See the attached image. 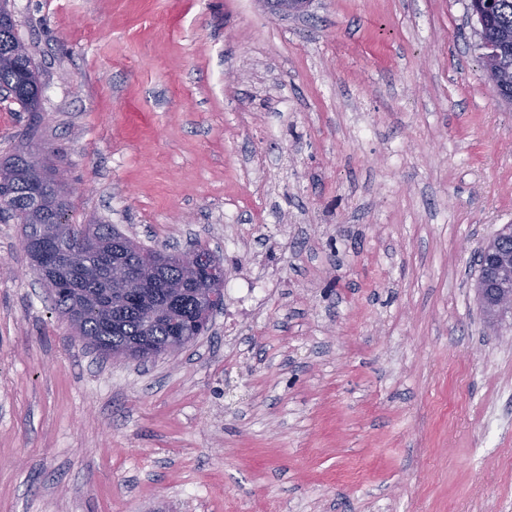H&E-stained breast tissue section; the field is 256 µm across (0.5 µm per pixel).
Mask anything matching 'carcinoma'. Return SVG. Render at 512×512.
I'll return each instance as SVG.
<instances>
[{"label": "carcinoma", "instance_id": "carcinoma-1", "mask_svg": "<svg viewBox=\"0 0 512 512\" xmlns=\"http://www.w3.org/2000/svg\"><path fill=\"white\" fill-rule=\"evenodd\" d=\"M479 38L499 46L512 39V0H496ZM484 67L501 99L511 104L512 83L501 81L500 73L512 70V47L496 65ZM40 88L39 72L17 34L8 0H0V89L24 110L35 112ZM66 207L62 189L53 183L52 169L35 154H16L0 162V213L24 225V238L38 231L45 237L61 231L72 245L88 250L94 261L138 267L147 262L140 256L146 248L129 250L131 239L110 224L65 223ZM154 279L163 284L157 292L173 304L174 316L168 320L152 322L144 309L119 300L109 302L108 314H102L98 303L106 296V279L73 269L63 256L50 254L42 272V280L53 291L55 309L85 344L103 354L131 358L140 351L146 358L174 352L175 336L183 337L187 346L196 338L192 324L208 279L206 271L188 275L172 260L154 268Z\"/></svg>", "mask_w": 512, "mask_h": 512}]
</instances>
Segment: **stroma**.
Here are the masks:
<instances>
[{
	"label": "stroma",
	"mask_w": 512,
	"mask_h": 512,
	"mask_svg": "<svg viewBox=\"0 0 512 512\" xmlns=\"http://www.w3.org/2000/svg\"><path fill=\"white\" fill-rule=\"evenodd\" d=\"M39 111L0 157L71 224L207 246L232 295L142 363L87 348L0 220V512H512V106L469 0H11ZM232 289H235L236 299L242 308L255 310L265 292V283L252 278H243L241 288Z\"/></svg>",
	"instance_id": "stroma-1"
}]
</instances>
